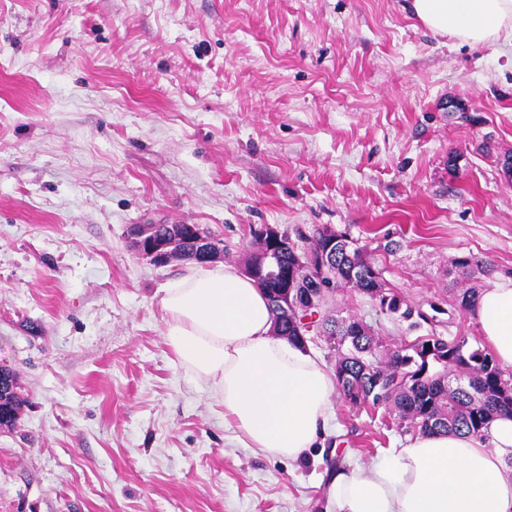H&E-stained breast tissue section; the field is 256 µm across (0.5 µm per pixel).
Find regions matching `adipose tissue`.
I'll list each match as a JSON object with an SVG mask.
<instances>
[{
    "label": "adipose tissue",
    "instance_id": "ef3b65f1",
    "mask_svg": "<svg viewBox=\"0 0 512 512\" xmlns=\"http://www.w3.org/2000/svg\"><path fill=\"white\" fill-rule=\"evenodd\" d=\"M431 32L470 44L512 39V0H411ZM179 364L209 385L246 445L296 460L317 447L336 377L310 350L274 335L269 302L235 266L198 267L160 301ZM494 362L512 369V285L483 290L474 309ZM336 512H512V416L484 437L419 433L364 468L330 481Z\"/></svg>",
    "mask_w": 512,
    "mask_h": 512
}]
</instances>
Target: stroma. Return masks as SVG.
<instances>
[{
  "label": "stroma",
  "mask_w": 512,
  "mask_h": 512,
  "mask_svg": "<svg viewBox=\"0 0 512 512\" xmlns=\"http://www.w3.org/2000/svg\"><path fill=\"white\" fill-rule=\"evenodd\" d=\"M408 0H0V512H329L326 453L402 447L335 399L310 455L245 447L177 362L142 224L366 246L419 328L352 288L329 316L387 344L482 341L460 291L512 280V40L428 31ZM484 263L466 275L459 259ZM2 379V389L0 390L1 420L0 426H11L16 421L22 400L17 393L16 381L13 374L8 369L0 368Z\"/></svg>",
  "instance_id": "1"
}]
</instances>
